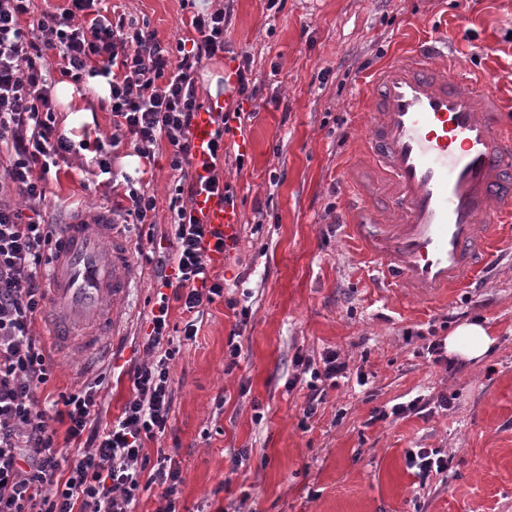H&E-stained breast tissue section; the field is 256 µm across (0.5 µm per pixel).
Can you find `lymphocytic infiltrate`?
Here are the masks:
<instances>
[{
	"mask_svg": "<svg viewBox=\"0 0 512 512\" xmlns=\"http://www.w3.org/2000/svg\"><path fill=\"white\" fill-rule=\"evenodd\" d=\"M100 2L66 0L64 7L39 12L35 0H0V512H136L141 492L152 488L161 501L156 512H176L182 481L170 454L145 451L146 442L164 436L170 423L176 351L169 346L168 302L152 314L153 334L144 346L148 359L134 368V395L110 425L96 423V385L62 395L63 407L55 412L37 395L50 378L51 359L33 327L48 296L49 253L57 241L54 226L37 212L51 169L86 147L57 132L47 57H55L61 76L72 82L87 75L105 78L112 125L129 136L141 158L153 159L163 140L172 148L170 167L179 178L169 209L177 246L175 275L163 285L191 315L185 338L196 334L193 314L224 294L200 250L210 238L215 251H223L224 239L183 198L224 189L218 176L196 178L189 133L202 106L194 70L223 50L230 11L194 15L197 40L170 48L148 23L110 18ZM96 150L105 185L120 181L128 191L119 217L136 226L152 223L154 197L133 179H120L104 145ZM17 197L28 201V210L14 206ZM296 363L308 377L302 412L307 420L327 388L348 378V365L333 350L320 360L300 357ZM62 438L77 443L74 460L59 448Z\"/></svg>",
	"mask_w": 512,
	"mask_h": 512,
	"instance_id": "obj_1",
	"label": "lymphocytic infiltrate"
}]
</instances>
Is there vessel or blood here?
Listing matches in <instances>:
<instances>
[{
  "label": "vessel or blood",
  "instance_id": "obj_1",
  "mask_svg": "<svg viewBox=\"0 0 512 512\" xmlns=\"http://www.w3.org/2000/svg\"><path fill=\"white\" fill-rule=\"evenodd\" d=\"M360 94L369 104V133L359 155L392 191L374 199L349 182L348 232L373 262L380 287L412 300L439 299L488 266L495 219L512 213V117L499 91L476 79L438 37L380 66ZM219 127L239 150L249 146L229 99H211L190 131L198 176L209 175ZM192 206L225 242L240 239L242 213L223 194L200 193ZM58 238L46 332L84 362L105 352L120 304L141 274L111 220L74 218L60 225Z\"/></svg>",
  "mask_w": 512,
  "mask_h": 512
}]
</instances>
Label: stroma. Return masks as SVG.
Instances as JSON below:
<instances>
[{
	"instance_id": "stroma-1",
	"label": "stroma",
	"mask_w": 512,
	"mask_h": 512,
	"mask_svg": "<svg viewBox=\"0 0 512 512\" xmlns=\"http://www.w3.org/2000/svg\"><path fill=\"white\" fill-rule=\"evenodd\" d=\"M224 4L103 2L147 21L170 45L195 38L194 13ZM429 34L457 41L460 60L497 82L512 108V0H234L223 52L197 68L203 98L228 62H249L258 92L242 103L249 149L229 147L217 168L243 215L239 244L215 269L224 294L204 305L189 340L186 314L170 304L180 348L170 363L171 430L145 451L166 449L178 463L177 512H512V252L504 248L477 285L446 299L403 300L377 286L344 225L337 185L367 134L368 107L358 96L364 77ZM78 103L90 122L67 127V109L58 107V133L110 143L112 116L97 92L81 91ZM95 159L94 151L80 152L49 179L45 223H65L68 202L95 211L123 203L122 190L96 178ZM169 163L163 149L132 172L155 197L156 224L140 240L135 260L143 276L123 304L109 356L86 369L51 350L40 398L57 401L101 373L102 422L132 398L131 372L146 357L151 310L163 290L157 264L175 251L168 205L177 173ZM471 320L488 327L492 353L479 363L459 361L454 371L434 364L427 345ZM329 350L369 383L328 389L317 414L303 419L306 386L294 359ZM419 395L445 396L451 405L372 417ZM416 448L450 459L423 487L406 465ZM242 451L246 459L235 464Z\"/></svg>"
}]
</instances>
